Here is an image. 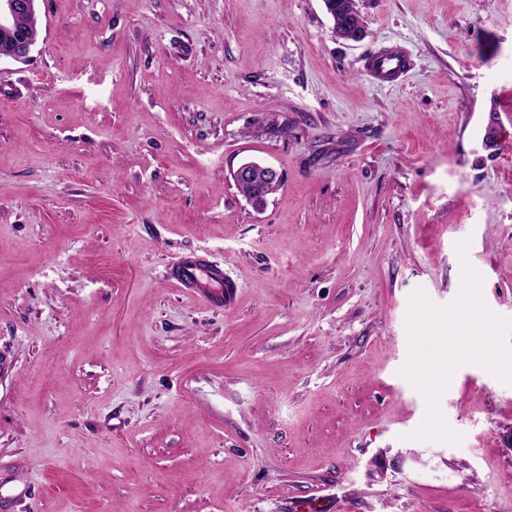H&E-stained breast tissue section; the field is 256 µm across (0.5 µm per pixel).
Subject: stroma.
Wrapping results in <instances>:
<instances>
[{"label": "stroma", "instance_id": "35a3bbf8", "mask_svg": "<svg viewBox=\"0 0 512 512\" xmlns=\"http://www.w3.org/2000/svg\"><path fill=\"white\" fill-rule=\"evenodd\" d=\"M38 0L0 61V484L15 512H512V386L412 439L409 298L459 241L512 317V0ZM410 69L381 86L370 56ZM247 160L281 185L254 209ZM237 284L207 306L171 270ZM336 1V20H333L332 33L334 36L351 41H358L362 38L359 31L352 32L347 26L340 29L336 23L347 24L354 28H363L360 14L357 10L355 0H335ZM174 279L184 287L193 288L208 305L214 308H222L229 303L234 291L233 288H236L234 283L224 280L223 289L221 270L217 267L208 266L197 258H189L179 266L174 273ZM203 281L211 284L217 283L219 287L213 288V290L201 288L200 284Z\"/></svg>", "mask_w": 512, "mask_h": 512}]
</instances>
